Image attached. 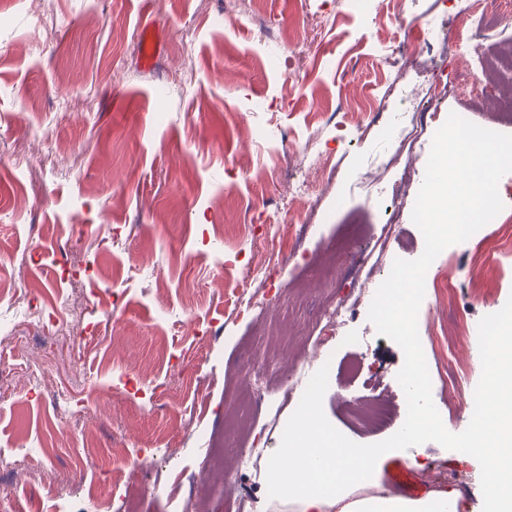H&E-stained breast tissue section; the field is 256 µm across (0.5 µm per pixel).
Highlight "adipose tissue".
I'll list each match as a JSON object with an SVG mask.
<instances>
[{
	"instance_id": "ef3b65f1",
	"label": "adipose tissue",
	"mask_w": 512,
	"mask_h": 512,
	"mask_svg": "<svg viewBox=\"0 0 512 512\" xmlns=\"http://www.w3.org/2000/svg\"><path fill=\"white\" fill-rule=\"evenodd\" d=\"M266 470L273 500L291 512H462L450 489L416 500L378 491V451L337 442L313 406L267 458Z\"/></svg>"
}]
</instances>
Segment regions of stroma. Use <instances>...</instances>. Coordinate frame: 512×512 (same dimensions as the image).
Returning <instances> with one entry per match:
<instances>
[{"mask_svg":"<svg viewBox=\"0 0 512 512\" xmlns=\"http://www.w3.org/2000/svg\"><path fill=\"white\" fill-rule=\"evenodd\" d=\"M469 0H0V512H227L246 488L267 497L265 457L279 448L305 383L281 389L284 367L257 322L277 323L294 283L343 300L349 261L377 282L388 194L360 181L388 155L389 128L361 123L393 80L454 79L464 93L433 112H461L504 132L492 102L512 93L493 69L512 53V16L469 18ZM429 25L474 51L436 72L403 71L393 48ZM158 53L141 61L143 32ZM281 42L278 60L260 44ZM484 75L471 82L474 59ZM335 176L293 166L308 145ZM310 184L315 212L290 196ZM452 245L425 276L418 333L433 402L462 432L473 408L449 403V361L482 373L476 340L449 346L453 317L478 324L512 297V246L475 267ZM455 286L445 298L437 281ZM260 313H251L255 301ZM307 373L328 366L323 409L350 440L373 444L348 406L364 380L406 410L402 349L367 307L329 335L289 334ZM81 455V468L70 459ZM144 461L134 472L136 461ZM407 468L421 490L455 487L482 512L480 466L428 442L385 453L381 486ZM453 472V480L442 471Z\"/></svg>","mask_w":512,"mask_h":512,"instance_id":"obj_1","label":"stroma"}]
</instances>
